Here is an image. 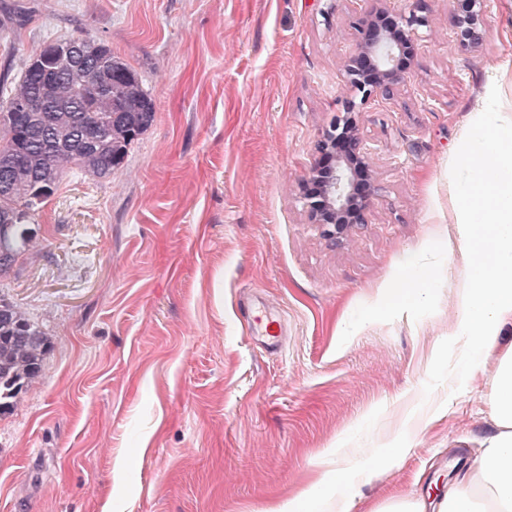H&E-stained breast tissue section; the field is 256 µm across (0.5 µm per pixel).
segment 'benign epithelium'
I'll list each match as a JSON object with an SVG mask.
<instances>
[{"label":"benign epithelium","instance_id":"benign-epithelium-1","mask_svg":"<svg viewBox=\"0 0 512 512\" xmlns=\"http://www.w3.org/2000/svg\"><path fill=\"white\" fill-rule=\"evenodd\" d=\"M467 11L452 18L453 35L464 48L483 40L485 0H463ZM428 18L405 12L392 0H375V6L360 20V38L345 60L346 89L343 113L314 142V162L301 181L300 195L309 223L322 228L332 246L352 237L368 223L370 207L378 185L371 174V146L352 119V112L371 101H391L405 81V55L413 52L417 27ZM46 105L19 99L13 103L19 131L26 114L42 112Z\"/></svg>","mask_w":512,"mask_h":512}]
</instances>
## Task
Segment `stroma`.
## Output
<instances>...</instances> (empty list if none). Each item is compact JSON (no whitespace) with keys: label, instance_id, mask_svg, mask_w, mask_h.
Segmentation results:
<instances>
[{"label":"stroma","instance_id":"1","mask_svg":"<svg viewBox=\"0 0 512 512\" xmlns=\"http://www.w3.org/2000/svg\"><path fill=\"white\" fill-rule=\"evenodd\" d=\"M9 2L26 23L0 24V84L44 43L87 37L135 71L156 118L111 177L69 170L34 253L0 279L48 343L0 414V512H263L314 472L360 474L369 448L406 453L350 512L463 475L491 429L494 365L449 333L462 279L443 220L485 73L512 57V0H486L468 49L456 0H427L397 101L362 120L381 191L335 248L299 183L370 0ZM404 276L425 296L380 308ZM254 297L281 315L280 352L243 330Z\"/></svg>","mask_w":512,"mask_h":512}]
</instances>
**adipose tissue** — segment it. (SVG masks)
<instances>
[{
	"mask_svg": "<svg viewBox=\"0 0 512 512\" xmlns=\"http://www.w3.org/2000/svg\"><path fill=\"white\" fill-rule=\"evenodd\" d=\"M508 85L511 58L488 71L477 108L496 119L465 127L464 138H475L478 147L462 166L465 179L448 184V227L467 274L451 333L465 350L494 361L488 392L493 430L482 440L473 472L449 482L437 512H512V340L502 339L512 326V103L503 96Z\"/></svg>",
	"mask_w": 512,
	"mask_h": 512,
	"instance_id": "1",
	"label": "adipose tissue"
}]
</instances>
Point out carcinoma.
<instances>
[{"instance_id": "cac0c4a2", "label": "carcinoma", "mask_w": 512, "mask_h": 512, "mask_svg": "<svg viewBox=\"0 0 512 512\" xmlns=\"http://www.w3.org/2000/svg\"><path fill=\"white\" fill-rule=\"evenodd\" d=\"M92 50L90 66L71 60L43 58L45 48L33 51L30 61H42L47 83L54 89L50 111L39 112L29 124L27 137L16 135V97L43 93L44 83L21 72L8 91L0 88V242L10 252L0 260V276L24 254L32 238L26 224L57 190L64 174L76 167L93 177H109L123 163L129 146L153 123L156 106L133 72L112 56V48L100 41L73 37L51 45L66 51L77 42ZM96 68L112 70V94L92 99L85 93L89 74ZM46 352L41 329L21 308L0 299V413L10 399L40 376Z\"/></svg>"}]
</instances>
